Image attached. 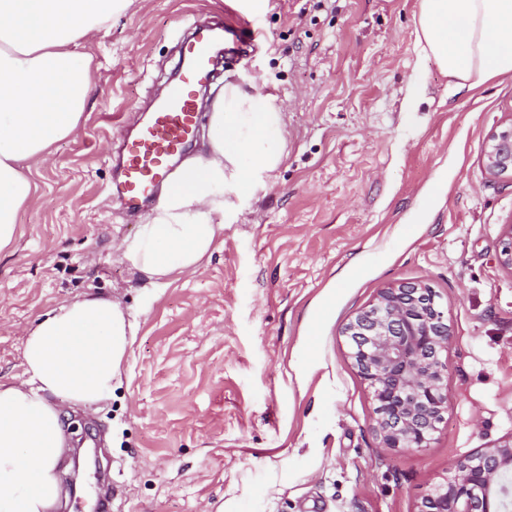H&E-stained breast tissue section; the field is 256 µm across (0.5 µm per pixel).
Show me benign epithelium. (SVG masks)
I'll list each match as a JSON object with an SVG mask.
<instances>
[{"mask_svg": "<svg viewBox=\"0 0 512 512\" xmlns=\"http://www.w3.org/2000/svg\"><path fill=\"white\" fill-rule=\"evenodd\" d=\"M482 163L490 174L512 178V121L489 132ZM499 253L502 265L512 268L511 224L502 232ZM342 335L372 389L383 446L427 447L448 408L440 355L451 339L433 288L406 282L383 289ZM420 512H512V435L459 459L448 480L424 498Z\"/></svg>", "mask_w": 512, "mask_h": 512, "instance_id": "benign-epithelium-1", "label": "benign epithelium"}]
</instances>
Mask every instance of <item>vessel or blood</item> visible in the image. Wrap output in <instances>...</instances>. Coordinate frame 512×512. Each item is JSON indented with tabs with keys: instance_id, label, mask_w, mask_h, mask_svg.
I'll return each mask as SVG.
<instances>
[{
	"instance_id": "vessel-or-blood-1",
	"label": "vessel or blood",
	"mask_w": 512,
	"mask_h": 512,
	"mask_svg": "<svg viewBox=\"0 0 512 512\" xmlns=\"http://www.w3.org/2000/svg\"><path fill=\"white\" fill-rule=\"evenodd\" d=\"M259 35L258 29L238 22L217 28L194 26L190 39L179 48V76L136 135L124 141L119 195L126 205L154 199L170 172L171 160L192 142L199 116L196 89L213 70L215 41H223L225 53L242 58Z\"/></svg>"
}]
</instances>
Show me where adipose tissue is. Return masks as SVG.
I'll use <instances>...</instances> for the list:
<instances>
[{"label": "adipose tissue", "mask_w": 512, "mask_h": 512, "mask_svg": "<svg viewBox=\"0 0 512 512\" xmlns=\"http://www.w3.org/2000/svg\"><path fill=\"white\" fill-rule=\"evenodd\" d=\"M128 0H0V251L33 191L28 161L79 129L90 89L83 41ZM415 50L456 90L512 74V0H420ZM283 113L261 86L213 102L205 152L185 160L122 259L155 287L196 273L224 230L229 202L287 156ZM136 334L119 302L89 295L40 316L23 347L27 380L0 378V512H58L65 423L108 399Z\"/></svg>", "instance_id": "1"}]
</instances>
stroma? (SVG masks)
I'll return each mask as SVG.
<instances>
[{"mask_svg":"<svg viewBox=\"0 0 512 512\" xmlns=\"http://www.w3.org/2000/svg\"><path fill=\"white\" fill-rule=\"evenodd\" d=\"M418 16L419 0H132L83 45L81 132L33 165L0 253L1 378L25 381L26 333L63 304L110 297L136 324L111 398L70 417L98 460L62 512H92L104 472L111 512H419L457 460L512 435V181L482 164L512 77L455 92L416 56ZM216 17L264 30L225 73L275 97L288 156L234 198L201 269L154 288L121 256L152 208L117 196L118 156L181 32ZM400 282L433 288L453 332L448 409L418 449L382 447L340 333Z\"/></svg>","mask_w":512,"mask_h":512,"instance_id":"35a3bbf8","label":"stroma"}]
</instances>
